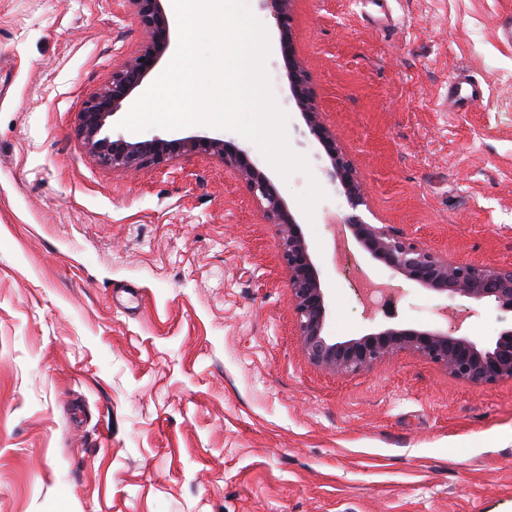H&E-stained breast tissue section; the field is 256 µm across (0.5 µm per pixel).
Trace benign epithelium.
Wrapping results in <instances>:
<instances>
[{
  "mask_svg": "<svg viewBox=\"0 0 512 512\" xmlns=\"http://www.w3.org/2000/svg\"><path fill=\"white\" fill-rule=\"evenodd\" d=\"M276 20L280 51L287 68L290 95L309 133L323 147L327 174L341 188L351 208L345 220L356 243L422 288L448 299L465 297L476 303L493 301L512 313V263L481 267L452 262L420 245L402 231L370 224L357 213L365 192L351 161L337 144L336 134L322 121L312 80L296 57L292 42L293 0H264ZM145 33L141 49L112 71V80L87 98L78 113L76 134L97 162L108 168L150 172L167 166L180 155L204 154L219 159L232 171L248 195L260 203L263 217L279 232V257L288 275V293L296 313L297 336L308 360L341 375L368 370L396 354L425 359L468 383L494 384L512 379V326L502 328L488 342L465 332V312L443 330L383 325L345 340L329 335L332 302L321 272L310 252L302 224L278 193L271 178L252 159L248 149L224 138L189 135L167 139L129 141L113 138L108 123L130 103L156 69L171 43V25L162 0H129Z\"/></svg>",
  "mask_w": 512,
  "mask_h": 512,
  "instance_id": "benign-epithelium-1",
  "label": "benign epithelium"
}]
</instances>
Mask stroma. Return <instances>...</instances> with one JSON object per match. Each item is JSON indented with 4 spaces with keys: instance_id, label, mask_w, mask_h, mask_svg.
<instances>
[{
    "instance_id": "35a3bbf8",
    "label": "stroma",
    "mask_w": 512,
    "mask_h": 512,
    "mask_svg": "<svg viewBox=\"0 0 512 512\" xmlns=\"http://www.w3.org/2000/svg\"><path fill=\"white\" fill-rule=\"evenodd\" d=\"M512 0H294L293 44L366 187L362 214L478 266L512 262ZM144 40L126 0H0V512H512V381L474 385L402 353L311 364L278 230L222 162L100 166L83 102ZM291 148L275 177L339 339L470 307L335 239L350 209L266 61ZM486 86L448 108V79ZM388 310L366 315L367 281Z\"/></svg>"
}]
</instances>
